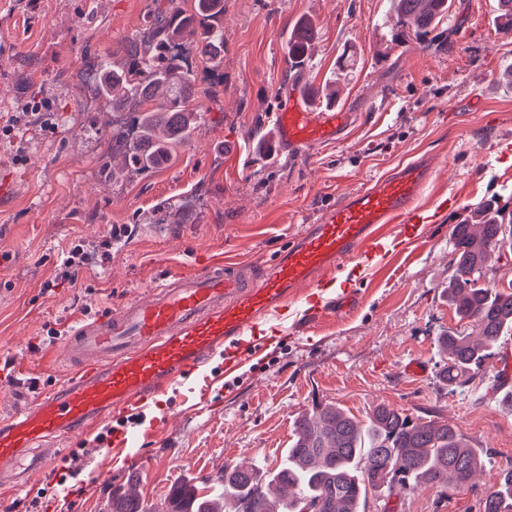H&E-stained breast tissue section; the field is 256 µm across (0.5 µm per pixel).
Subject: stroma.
Returning <instances> with one entry per match:
<instances>
[{"label": "stroma", "mask_w": 512, "mask_h": 512, "mask_svg": "<svg viewBox=\"0 0 512 512\" xmlns=\"http://www.w3.org/2000/svg\"><path fill=\"white\" fill-rule=\"evenodd\" d=\"M152 0H0V117L24 98L53 102L57 130L24 129L28 161L13 164L0 142V414L15 409L11 388L28 396L60 382L57 356L77 324L111 315L145 296L175 271L202 269L214 256L253 265L273 260L320 213L399 165L430 159L424 197L439 190L458 202L423 222L404 225L413 251L396 255L386 272H348L342 292L354 310L335 313L311 332L289 326L260 356L221 377L206 393L175 392L99 428L98 438L71 446L49 474L35 475L7 512H109L113 498L136 490L162 512L173 484L192 480L212 493L225 466L257 454L267 470L281 464L295 423L315 406L342 407L366 420L380 404L414 421L455 427L471 446L487 449L474 487L421 485L405 496L369 494L365 512H479L487 476L512 467V387L486 388L504 361L512 335L464 391L449 392L439 376L447 331L477 336L458 320L446 288L454 268L451 232L476 203L512 204V21L497 0H450L426 41L389 39V0H224V81L197 61L203 113L191 143L146 174L112 181L103 165L112 152L113 113L83 108L78 75L87 60L139 34ZM309 21L316 39L303 69L290 71L287 33ZM351 58L349 76L339 64ZM340 88L334 104L352 112L343 139L288 155L274 140V117L293 91ZM127 233L110 259L81 269L75 282L56 280L72 242L98 241L110 225ZM61 338L48 340L49 329ZM422 371L411 375L409 363ZM162 434H154V427ZM139 444L114 464L84 446L115 434ZM112 477L102 483L101 469ZM72 476L74 494L59 486Z\"/></svg>", "instance_id": "stroma-1"}]
</instances>
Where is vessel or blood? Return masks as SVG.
<instances>
[{
	"mask_svg": "<svg viewBox=\"0 0 512 512\" xmlns=\"http://www.w3.org/2000/svg\"><path fill=\"white\" fill-rule=\"evenodd\" d=\"M351 120V113L317 108L296 93L275 115V140L291 152L332 144ZM431 175L425 160L397 167L325 209L269 267L219 257L204 270L169 275L112 316L80 324L64 349L74 365L69 376L0 419V506L26 488L28 472H49L66 444L205 372L225 346L245 343L262 353V320L285 323L298 304L299 324L314 329L329 310L324 293L342 263L355 257L363 273L372 272L393 226L417 220Z\"/></svg>",
	"mask_w": 512,
	"mask_h": 512,
	"instance_id": "obj_1",
	"label": "vessel or blood"
}]
</instances>
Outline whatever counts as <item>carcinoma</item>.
Wrapping results in <instances>:
<instances>
[{
	"instance_id": "cac0c4a2",
	"label": "carcinoma",
	"mask_w": 512,
	"mask_h": 512,
	"mask_svg": "<svg viewBox=\"0 0 512 512\" xmlns=\"http://www.w3.org/2000/svg\"><path fill=\"white\" fill-rule=\"evenodd\" d=\"M396 29L392 39L424 37L448 11V0H392ZM152 37L135 36L98 62L92 97L120 112L137 106L139 135L121 149L129 171L147 172L172 159L190 142L201 114L189 109L197 94L190 57L172 52L186 46L210 68L224 67V0H194L192 11L178 0H154L147 15ZM315 40L308 22L288 32V62L301 65ZM512 224V210L493 200L478 204L471 221L454 225L455 270L448 281V301L461 320L479 329L480 341L454 332L440 338L449 352L440 373L448 387L469 383L500 337L512 333V291H495L480 273L504 248L502 228ZM483 451L473 448L446 423H415L404 413L377 406L361 424L337 408H319L296 423L295 440L276 472L265 477L263 465H227L219 485L224 507L180 483L169 490L166 512H360L368 493L413 489L421 483L443 489L471 486ZM292 493L273 499L262 481ZM482 512H512V468L480 499ZM111 512H144L136 495L112 500Z\"/></svg>"
}]
</instances>
